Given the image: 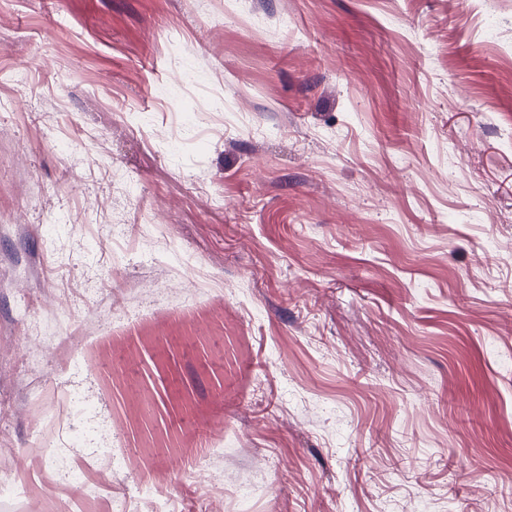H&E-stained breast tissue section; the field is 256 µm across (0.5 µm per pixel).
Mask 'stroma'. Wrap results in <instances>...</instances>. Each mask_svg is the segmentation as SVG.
Wrapping results in <instances>:
<instances>
[{
    "mask_svg": "<svg viewBox=\"0 0 512 512\" xmlns=\"http://www.w3.org/2000/svg\"><path fill=\"white\" fill-rule=\"evenodd\" d=\"M0 430V512H512V0H0ZM53 462L55 471L62 482L76 488L82 487L87 482L86 473L75 468L66 456L54 452Z\"/></svg>",
    "mask_w": 512,
    "mask_h": 512,
    "instance_id": "1",
    "label": "stroma"
}]
</instances>
